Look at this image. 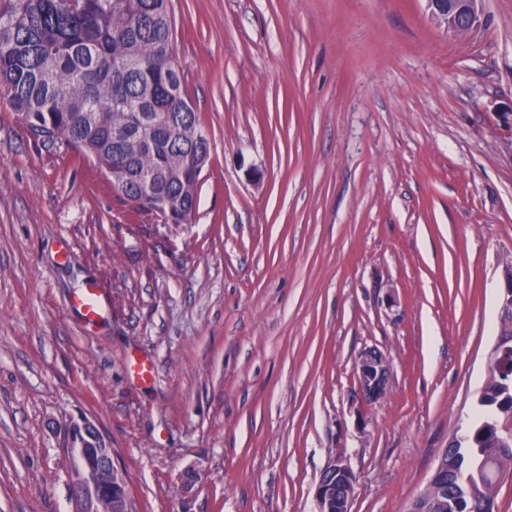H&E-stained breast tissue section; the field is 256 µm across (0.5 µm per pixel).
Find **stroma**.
<instances>
[{"label": "stroma", "instance_id": "1", "mask_svg": "<svg viewBox=\"0 0 512 512\" xmlns=\"http://www.w3.org/2000/svg\"><path fill=\"white\" fill-rule=\"evenodd\" d=\"M211 142L190 224L0 103V512H71L94 421L134 512H406L471 427L512 263V0H173ZM110 304L88 325L74 293ZM375 348L389 390L366 403ZM147 360L153 375L133 376ZM198 480L182 486L186 471ZM431 17L443 20L452 33L470 32L480 22V0H426ZM358 382L365 400L381 398L388 389L390 363L382 352L366 348L356 362ZM352 476L355 480L352 471L348 465L344 463L342 458H334L328 464V466L322 472L315 488L314 496L319 509L318 512H321V509L324 512H341L343 510V507H336V492L333 493L334 487L337 489L338 485L343 486L344 490L343 496L340 499L344 506V510L347 512L350 511L354 488V480ZM344 478L347 479V482L344 481ZM331 494L332 496L329 505L326 506L325 502L323 504V501Z\"/></svg>", "mask_w": 512, "mask_h": 512}]
</instances>
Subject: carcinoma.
Wrapping results in <instances>:
<instances>
[{
    "label": "carcinoma",
    "mask_w": 512,
    "mask_h": 512,
    "mask_svg": "<svg viewBox=\"0 0 512 512\" xmlns=\"http://www.w3.org/2000/svg\"><path fill=\"white\" fill-rule=\"evenodd\" d=\"M171 0H5L0 101L29 132L98 165L125 200L166 224H191L210 141L173 60ZM488 414L469 447L445 450L448 473L422 495L434 512H494L480 462L512 470V443L483 423L512 409V357L489 370Z\"/></svg>",
    "instance_id": "cac0c4a2"
}]
</instances>
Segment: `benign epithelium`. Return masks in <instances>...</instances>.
<instances>
[{"mask_svg": "<svg viewBox=\"0 0 512 512\" xmlns=\"http://www.w3.org/2000/svg\"><path fill=\"white\" fill-rule=\"evenodd\" d=\"M431 17L444 21L447 30L452 33L469 32L480 22V0H426ZM505 288L500 297L499 312L506 316L512 314V268L505 267ZM512 351V336L502 334L497 338L489 358V365L500 363L505 355ZM358 382L365 400L381 398L388 389L390 363L382 352L366 348L356 362ZM77 425L82 435L96 443L91 454H86L83 445L75 441L74 425L64 429V449L70 456H81L84 465L74 475L70 487L71 512H97L101 500L108 498L114 503L130 509V499L124 473L114 464L112 448L104 439L97 425L82 418ZM343 487L341 502L345 512H350L354 480L352 471L343 459L335 458L322 472L315 488L317 506H322L325 498L333 493L334 487Z\"/></svg>", "mask_w": 512, "mask_h": 512, "instance_id": "7a95c632", "label": "benign epithelium"}]
</instances>
